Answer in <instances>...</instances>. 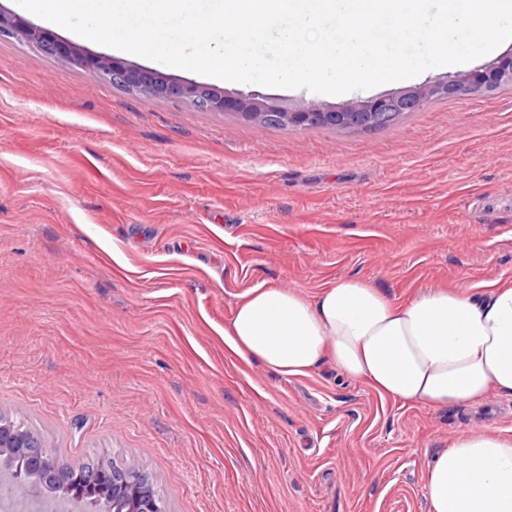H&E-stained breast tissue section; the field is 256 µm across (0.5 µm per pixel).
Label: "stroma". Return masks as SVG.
<instances>
[{"label":"stroma","mask_w":512,"mask_h":512,"mask_svg":"<svg viewBox=\"0 0 512 512\" xmlns=\"http://www.w3.org/2000/svg\"><path fill=\"white\" fill-rule=\"evenodd\" d=\"M449 74L339 96L223 88L340 106ZM349 276L396 301L512 278V90L372 132L276 129L0 36V413L65 462L149 471L167 512H429L433 453L512 433L511 399L406 404L224 345L250 288L311 297Z\"/></svg>","instance_id":"1"}]
</instances>
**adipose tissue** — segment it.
I'll list each match as a JSON object with an SVG mask.
<instances>
[{"instance_id": "adipose-tissue-1", "label": "adipose tissue", "mask_w": 512, "mask_h": 512, "mask_svg": "<svg viewBox=\"0 0 512 512\" xmlns=\"http://www.w3.org/2000/svg\"><path fill=\"white\" fill-rule=\"evenodd\" d=\"M224 344L281 377L327 364L380 396L436 409L512 398V280L432 286L404 303L353 277L312 299L261 284L237 302ZM425 492L430 512H512V435L461 433L433 455Z\"/></svg>"}]
</instances>
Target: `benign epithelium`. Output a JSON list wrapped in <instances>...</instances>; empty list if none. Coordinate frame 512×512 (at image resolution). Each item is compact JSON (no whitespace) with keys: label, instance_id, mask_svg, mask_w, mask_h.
<instances>
[{"label":"benign epithelium","instance_id":"benign-epithelium-1","mask_svg":"<svg viewBox=\"0 0 512 512\" xmlns=\"http://www.w3.org/2000/svg\"><path fill=\"white\" fill-rule=\"evenodd\" d=\"M0 35L36 42L47 56L76 66L96 80L120 85L140 94L187 101L210 112H234L245 118H261L267 113H275L281 123H292L298 127L333 119L354 125L362 115L367 118V124L376 125L385 121L389 114L415 112L434 99L485 95L502 84H512V57L505 55L480 69L452 78L429 80L378 97L352 100L342 106L303 101L283 104L270 97L231 95L224 90L170 78L106 55L88 54L17 15L0 13ZM76 478L77 475L69 470L55 472L59 487L55 498L66 503L83 502L80 495L70 490Z\"/></svg>","mask_w":512,"mask_h":512}]
</instances>
